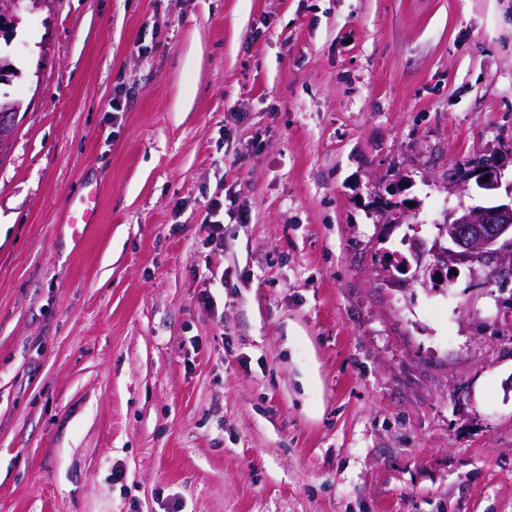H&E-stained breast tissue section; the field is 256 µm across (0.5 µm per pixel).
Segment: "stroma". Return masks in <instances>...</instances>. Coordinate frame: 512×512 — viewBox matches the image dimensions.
I'll use <instances>...</instances> for the list:
<instances>
[{"label":"stroma","mask_w":512,"mask_h":512,"mask_svg":"<svg viewBox=\"0 0 512 512\" xmlns=\"http://www.w3.org/2000/svg\"><path fill=\"white\" fill-rule=\"evenodd\" d=\"M13 13L0 512H512V287L384 262L506 199L512 0ZM484 162L486 164L493 163L495 161L494 158H479V160H471L467 161L458 166L456 170L457 180L463 184L475 179L476 184L486 190H495L500 186L501 183V170L502 164L499 161H496L494 164H490L488 166L484 165H475L471 166L474 162ZM471 166V170L469 172V167ZM469 172V177H468ZM489 175V180H483V177ZM97 198L98 190L93 188L73 202L70 225L77 243L84 237L88 225L97 221ZM209 223L206 224L208 228V238L211 242L222 243L224 241V197L215 196L209 201ZM222 215L221 219H218ZM216 218L215 220H211Z\"/></svg>","instance_id":"35a3bbf8"}]
</instances>
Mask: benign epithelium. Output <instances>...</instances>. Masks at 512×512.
<instances>
[{
    "mask_svg": "<svg viewBox=\"0 0 512 512\" xmlns=\"http://www.w3.org/2000/svg\"><path fill=\"white\" fill-rule=\"evenodd\" d=\"M502 164L471 167L469 179L486 190H495L501 183ZM433 261L416 257L414 277L423 283L435 282L444 276V268L474 263L479 256L495 264L505 277H512V199L492 206L463 208L448 216L441 225L439 239L430 250Z\"/></svg>",
    "mask_w": 512,
    "mask_h": 512,
    "instance_id": "1",
    "label": "benign epithelium"
}]
</instances>
